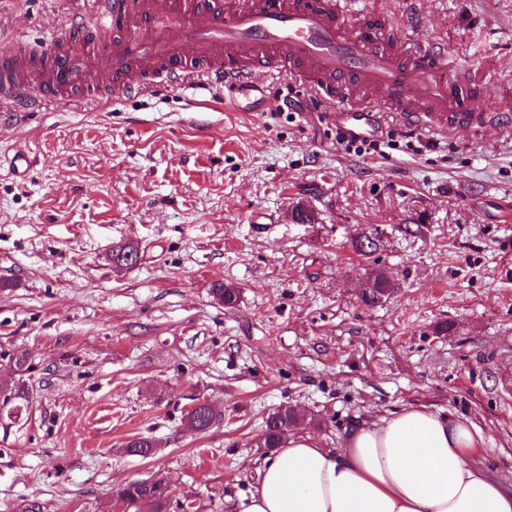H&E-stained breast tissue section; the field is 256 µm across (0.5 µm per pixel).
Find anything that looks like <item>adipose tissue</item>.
Returning a JSON list of instances; mask_svg holds the SVG:
<instances>
[{"mask_svg":"<svg viewBox=\"0 0 512 512\" xmlns=\"http://www.w3.org/2000/svg\"><path fill=\"white\" fill-rule=\"evenodd\" d=\"M468 420L408 406L352 431L340 448L292 433L266 455L236 512H512V483L483 463Z\"/></svg>","mask_w":512,"mask_h":512,"instance_id":"1","label":"adipose tissue"}]
</instances>
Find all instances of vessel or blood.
Segmentation results:
<instances>
[{
  "label": "vessel or blood",
  "instance_id": "1",
  "mask_svg": "<svg viewBox=\"0 0 512 512\" xmlns=\"http://www.w3.org/2000/svg\"><path fill=\"white\" fill-rule=\"evenodd\" d=\"M87 2L64 47L0 50V112H37L76 92L122 99L196 85L261 93L260 109L273 111L263 78L277 73L340 103L336 121L357 139L374 137L375 112L419 113L442 133L486 115L481 84L444 48L368 33L349 20V0Z\"/></svg>",
  "mask_w": 512,
  "mask_h": 512
}]
</instances>
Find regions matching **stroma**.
I'll use <instances>...</instances> for the list:
<instances>
[{"instance_id": "obj_1", "label": "stroma", "mask_w": 512, "mask_h": 512, "mask_svg": "<svg viewBox=\"0 0 512 512\" xmlns=\"http://www.w3.org/2000/svg\"><path fill=\"white\" fill-rule=\"evenodd\" d=\"M71 16L67 0H0V37L48 47ZM353 16L447 48L486 121L442 135L379 112L380 149L355 153L335 103L277 74L269 94L293 104L271 112L233 111L228 87L0 112V381L27 393L20 419L0 416V512H113L120 487L160 472L170 512H235L282 404L326 448L407 405L462 415L512 476V112L496 109L512 0H356ZM299 203L319 223H295ZM366 234L379 247L362 256ZM120 240L141 257L117 273ZM369 268L397 284L372 306ZM218 283L239 288L235 308ZM199 399L224 414L202 433L185 419ZM141 436L154 456L122 452ZM138 247L139 244L132 243V241L128 240H121L119 242L113 243L109 254V261L111 262L113 269L124 270L137 265V263L140 261V250ZM129 253L135 255L136 260L132 264L121 261V258L125 257Z\"/></svg>"}]
</instances>
